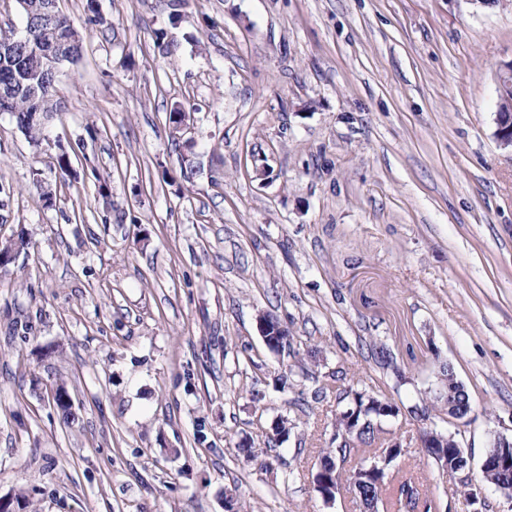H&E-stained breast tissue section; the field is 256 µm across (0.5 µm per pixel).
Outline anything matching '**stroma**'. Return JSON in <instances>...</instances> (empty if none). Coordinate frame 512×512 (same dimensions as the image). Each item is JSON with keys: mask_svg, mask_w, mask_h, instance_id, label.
Instances as JSON below:
<instances>
[{"mask_svg": "<svg viewBox=\"0 0 512 512\" xmlns=\"http://www.w3.org/2000/svg\"><path fill=\"white\" fill-rule=\"evenodd\" d=\"M85 6L60 0L84 53L43 144L0 112V239L35 243L0 269V496L225 512L231 489L237 512H363L315 474L364 393L400 408L389 483L471 512L418 447L428 427L470 456L488 512H512L480 470L512 437V150L494 137L512 0H97L99 25ZM258 328L265 344L272 350L279 351L288 346V337L276 339L277 336H288L285 327L275 318L269 315L260 316ZM445 379L447 382L448 417L453 420H461L471 412L470 398L468 397L469 402H467L466 398L460 397L454 383L448 381V377H445Z\"/></svg>", "mask_w": 512, "mask_h": 512, "instance_id": "35a3bbf8", "label": "stroma"}]
</instances>
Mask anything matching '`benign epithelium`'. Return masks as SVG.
Wrapping results in <instances>:
<instances>
[{
  "label": "benign epithelium",
  "mask_w": 512,
  "mask_h": 512,
  "mask_svg": "<svg viewBox=\"0 0 512 512\" xmlns=\"http://www.w3.org/2000/svg\"><path fill=\"white\" fill-rule=\"evenodd\" d=\"M19 44L29 53L43 56L50 61L52 72H60L61 65L64 63L59 48L55 46L43 32H38L27 26L23 34L19 36ZM512 90V61L500 68L498 75V91L500 103L507 104V107L498 108L496 117L495 138L498 143L507 148H512V108L509 104L508 91ZM258 328L265 344L272 350L279 351L288 345V339L285 338L287 332L285 327L275 318L269 315H263L258 320ZM446 401L448 403V418L461 420L471 412V403L466 398L458 395L454 383L447 382ZM368 412L376 419L396 417L399 409L392 402L387 400L378 401L372 397L364 406L354 405V409L346 410L343 413L344 426L341 431V445L353 446L359 444V437L364 430L366 423H360L357 419L358 412ZM422 448H446L450 445L456 449H461L459 443L455 442V436L452 434L438 433L432 429H425L420 435ZM507 439L499 437L485 452L481 472L486 474L491 471L512 470V453L504 454L500 448L504 447ZM406 446L399 441H394L385 445V449L378 451L358 465L353 471L346 473L343 468H319L315 481L323 498L327 501L334 500L333 494L341 490L343 483L355 486L372 484L377 488L384 485V480L388 475L391 464L401 455L405 454ZM459 473V482L468 488L467 498L470 505L474 506L472 512H484L485 499L481 488L473 483V480L466 468L457 469Z\"/></svg>",
  "instance_id": "benign-epithelium-1"
}]
</instances>
